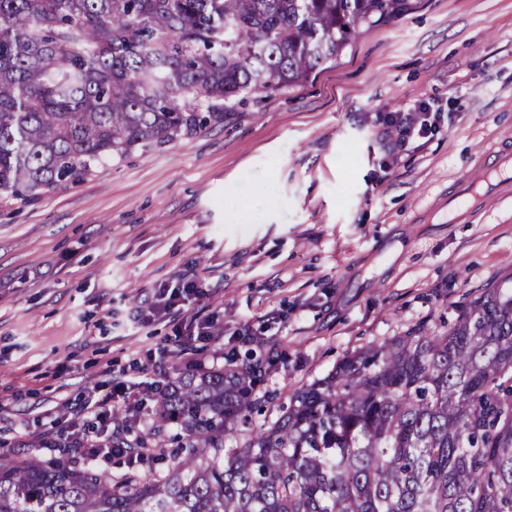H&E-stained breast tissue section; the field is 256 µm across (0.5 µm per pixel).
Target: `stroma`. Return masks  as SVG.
Here are the masks:
<instances>
[{"label":"stroma","mask_w":512,"mask_h":512,"mask_svg":"<svg viewBox=\"0 0 512 512\" xmlns=\"http://www.w3.org/2000/svg\"><path fill=\"white\" fill-rule=\"evenodd\" d=\"M450 116L380 140L387 113ZM512 0H407L300 86L247 95L222 120L134 149L33 202L0 197V441L17 458L67 429L89 387L174 380L214 347L113 309L192 274L224 349L276 354L289 393L345 355L436 330L512 289ZM171 350L162 365L149 352Z\"/></svg>","instance_id":"1"}]
</instances>
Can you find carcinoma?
Returning <instances> with one entry per match:
<instances>
[{
	"instance_id": "obj_1",
	"label": "carcinoma",
	"mask_w": 512,
	"mask_h": 512,
	"mask_svg": "<svg viewBox=\"0 0 512 512\" xmlns=\"http://www.w3.org/2000/svg\"><path fill=\"white\" fill-rule=\"evenodd\" d=\"M404 0H0V196L37 199L224 102L306 82ZM272 357L189 370L132 441L147 473L0 454V512H512V290L344 356L253 415ZM180 433L170 436L167 426Z\"/></svg>"
}]
</instances>
